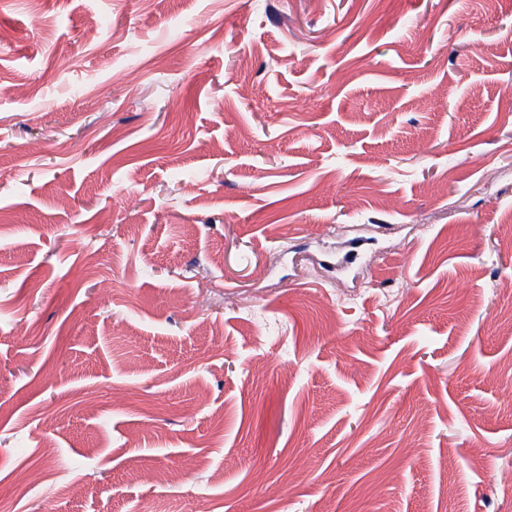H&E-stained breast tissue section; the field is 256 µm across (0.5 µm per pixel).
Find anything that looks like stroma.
I'll return each instance as SVG.
<instances>
[{
	"label": "stroma",
	"mask_w": 512,
	"mask_h": 512,
	"mask_svg": "<svg viewBox=\"0 0 512 512\" xmlns=\"http://www.w3.org/2000/svg\"><path fill=\"white\" fill-rule=\"evenodd\" d=\"M1 501L512 512V0H0Z\"/></svg>",
	"instance_id": "35a3bbf8"
}]
</instances>
